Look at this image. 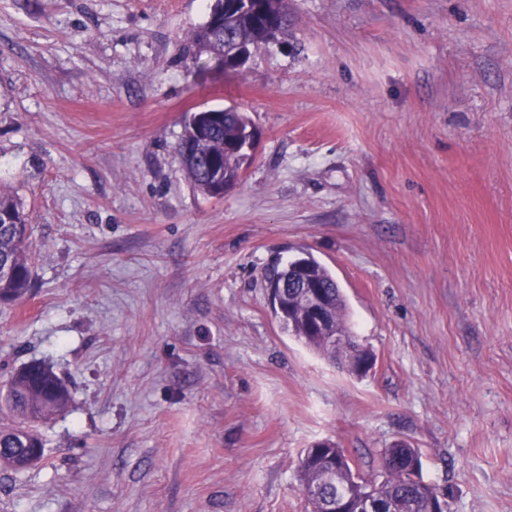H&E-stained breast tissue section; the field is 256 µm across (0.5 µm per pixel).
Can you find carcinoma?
<instances>
[{
	"label": "carcinoma",
	"instance_id": "1",
	"mask_svg": "<svg viewBox=\"0 0 512 512\" xmlns=\"http://www.w3.org/2000/svg\"><path fill=\"white\" fill-rule=\"evenodd\" d=\"M262 15L232 12L225 16L224 27L232 33L231 42L213 38L214 15L190 35L198 51L208 56L232 52L234 45L260 48L276 39L289 20L288 0H266ZM251 126L249 118L235 109H211L185 117L182 134L175 145L181 170L191 185L208 197H216V187L228 182L236 185L242 169L249 166L247 156L234 150ZM32 224L21 202L11 193L0 190V266L9 272L0 274V302L23 299L32 287L30 238ZM301 258L311 267L323 292L330 298L340 335L353 338L345 300L331 272L309 251ZM280 323L299 341L331 361H336L335 347L324 337L308 330L301 306L282 301L281 310H273ZM10 412L11 422H0V465L17 474L25 472L27 451L44 448L38 425L63 413L71 396L67 387L51 367L40 375L16 372L8 383L6 394L0 396ZM298 478L311 512H327L326 504L346 484L357 482L370 487L384 499L410 504L408 512H428L430 496L435 487L418 476V470L384 465L383 479L354 480L351 467L342 449L330 442L320 448H308L298 464Z\"/></svg>",
	"mask_w": 512,
	"mask_h": 512
}]
</instances>
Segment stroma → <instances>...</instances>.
Segmentation results:
<instances>
[{
    "label": "stroma",
    "mask_w": 512,
    "mask_h": 512,
    "mask_svg": "<svg viewBox=\"0 0 512 512\" xmlns=\"http://www.w3.org/2000/svg\"><path fill=\"white\" fill-rule=\"evenodd\" d=\"M213 0H0V190L33 287L0 303V391L53 368L67 412L0 512H307L306 448L354 474L397 443L448 512H512V0H290L278 39L199 84ZM259 133L221 198L186 113ZM334 275L356 375L275 318L261 272ZM249 118L235 109H211L185 117L182 134L175 145L181 170L202 194L217 198L216 187L227 181L235 186L242 169L252 160L234 150L244 138ZM254 127V126H253Z\"/></svg>",
    "instance_id": "stroma-1"
}]
</instances>
